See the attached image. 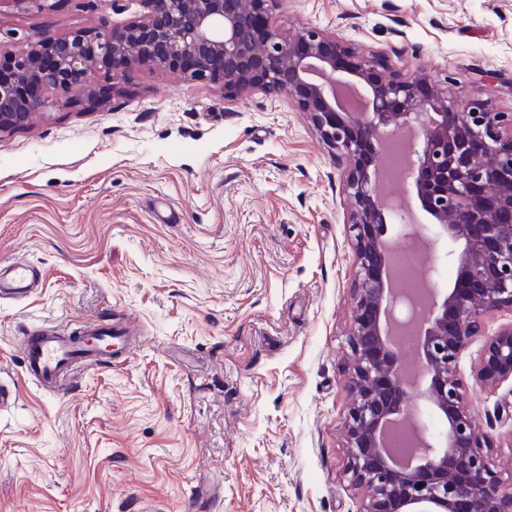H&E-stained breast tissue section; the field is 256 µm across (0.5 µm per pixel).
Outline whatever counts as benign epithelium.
I'll use <instances>...</instances> for the list:
<instances>
[{"instance_id":"obj_1","label":"benign epithelium","mask_w":512,"mask_h":512,"mask_svg":"<svg viewBox=\"0 0 512 512\" xmlns=\"http://www.w3.org/2000/svg\"><path fill=\"white\" fill-rule=\"evenodd\" d=\"M145 12L108 35L47 31L26 50L0 53V131L26 125L53 97L95 95L97 74L121 78L149 67L224 90H288L309 114L336 160L351 199L349 232L355 288L348 333L349 388L345 417L352 481L368 490L363 512H512V482L493 468L486 439L467 409L460 355L487 337L473 374L492 388L512 379V321L487 333L486 322L512 314V112L488 101L456 102L452 78L406 77L377 54H365L315 29L293 34L271 21L275 0H140ZM357 80L369 88L367 114L340 109L336 86ZM409 136L408 177L435 235L458 265L450 288L425 305L392 286L388 225L407 214L380 193L377 147ZM461 249L456 250L454 246ZM411 325L420 350V397L446 420L428 436L414 428L417 447L404 459L386 445L390 423L410 408L397 332Z\"/></svg>"}]
</instances>
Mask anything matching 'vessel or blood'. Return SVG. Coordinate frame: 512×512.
I'll return each instance as SVG.
<instances>
[{
    "label": "vessel or blood",
    "mask_w": 512,
    "mask_h": 512,
    "mask_svg": "<svg viewBox=\"0 0 512 512\" xmlns=\"http://www.w3.org/2000/svg\"><path fill=\"white\" fill-rule=\"evenodd\" d=\"M40 282L39 272L19 261L0 272V298L26 296ZM133 334L129 326L88 321L75 336L50 324L30 328L20 341L27 377L43 389L59 392L72 382V371L80 364L110 361L113 353L130 351Z\"/></svg>",
    "instance_id": "1"
}]
</instances>
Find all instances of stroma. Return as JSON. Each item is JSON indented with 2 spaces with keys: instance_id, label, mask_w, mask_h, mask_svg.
I'll return each mask as SVG.
<instances>
[{
  "instance_id": "35a3bbf8",
  "label": "stroma",
  "mask_w": 512,
  "mask_h": 512,
  "mask_svg": "<svg viewBox=\"0 0 512 512\" xmlns=\"http://www.w3.org/2000/svg\"><path fill=\"white\" fill-rule=\"evenodd\" d=\"M137 0H0V51L46 31L110 32ZM276 27H315L388 64L454 79L465 102L512 111V0H277ZM337 165L287 93L230 95L142 69L100 74L93 99L53 102L0 131V265L42 279L0 300V512H362L344 420L354 252ZM394 246L439 289L457 273L411 181ZM130 321L141 343L64 394L24 375L37 320ZM476 337L458 360L468 407L512 477V380L484 389Z\"/></svg>"
}]
</instances>
